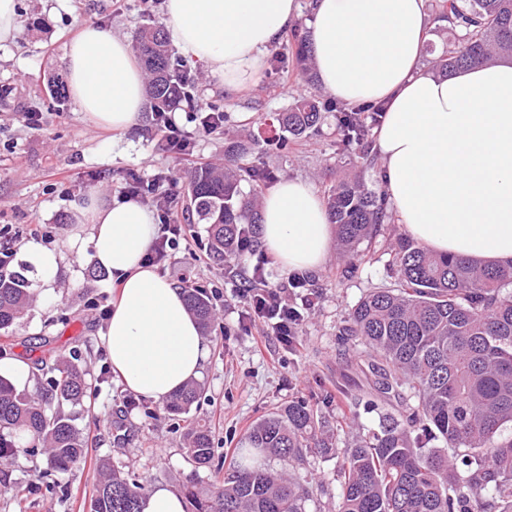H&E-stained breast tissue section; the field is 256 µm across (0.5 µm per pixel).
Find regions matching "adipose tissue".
<instances>
[{
    "instance_id": "1",
    "label": "adipose tissue",
    "mask_w": 512,
    "mask_h": 512,
    "mask_svg": "<svg viewBox=\"0 0 512 512\" xmlns=\"http://www.w3.org/2000/svg\"><path fill=\"white\" fill-rule=\"evenodd\" d=\"M309 33L319 85L347 104L385 108L375 130L390 207L403 230L438 254L512 262V63L475 65L444 78L424 71L425 0H313ZM179 53L202 63L227 93L253 86L300 0H165ZM69 90L94 125L139 123L145 75L131 43L86 24L66 47ZM89 225L68 235L76 259L111 272L116 294L105 342L124 387L162 402L198 378L209 347L181 288L147 254L154 212L90 195ZM332 226L317 189L284 179L263 197L260 238L282 271L325 263Z\"/></svg>"
}]
</instances>
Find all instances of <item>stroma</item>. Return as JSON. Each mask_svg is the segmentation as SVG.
<instances>
[{
    "instance_id": "1",
    "label": "stroma",
    "mask_w": 512,
    "mask_h": 512,
    "mask_svg": "<svg viewBox=\"0 0 512 512\" xmlns=\"http://www.w3.org/2000/svg\"><path fill=\"white\" fill-rule=\"evenodd\" d=\"M17 2L20 31L14 41L0 45V87L6 89L0 96V243L13 247V264L25 267L36 300L13 326L0 330V357L28 365L24 388L32 393L47 379L37 360L52 364L64 357L85 370L90 389L83 403L64 405L63 410L83 432L88 451L80 466L63 477L53 472L38 448L0 464V512H87L103 459L149 486L161 484L179 492L190 484L208 486L214 471L195 467L184 452L187 426L194 420L211 426L214 447L229 465L236 444L256 420L298 398L311 399L328 424L342 423L337 441L341 448L377 430L381 414L402 413L399 402L379 396L375 407L360 406L350 419L336 400L337 391L360 398L366 390L362 369L371 359L343 328L346 314L363 296L397 283L389 267L390 245L404 230L394 220L380 225L376 236L360 245L366 260L355 271H348L333 246L324 265L308 273L305 288L287 289L289 302H299L308 293L314 305L296 329L294 348L272 338L261 351L248 324L238 319L242 304L237 291L249 285L257 261H265L270 285L285 282L286 273L267 262L259 243L234 264L214 261L205 226L190 225L187 245L169 250L157 269L175 284L187 281L212 294L214 323L206 335L210 357L199 379L202 397L189 414L174 417L163 404L136 399L125 390L112 372L104 341L112 276L90 261L75 262L67 254L66 240L76 222L75 206L86 196L117 199L131 175L148 177L166 171L174 161L161 149V134L148 118L124 134L95 127L73 99L54 104L46 82L65 76V47L83 24L130 39L147 23H165L164 6L159 0L151 6L144 0ZM288 78L289 89L281 90L278 76L265 69L252 88L227 94L209 74H201L199 103L223 105L229 119L222 134L195 133L188 166L222 164L226 139L257 133L262 116L286 110L307 92L298 72H289ZM27 112L41 113L39 128L28 126L23 118ZM336 137V115L329 112L288 152L273 153L259 144L246 161L269 168L276 179H300L321 192L331 172L360 173L369 188L380 189L372 165L379 157L377 149L363 159L358 152L338 150ZM33 240L64 255L52 290L42 288L28 261L26 247ZM191 251L197 262L188 261ZM339 463L337 456L310 453L289 466L290 476L310 492L306 512H334Z\"/></svg>"
}]
</instances>
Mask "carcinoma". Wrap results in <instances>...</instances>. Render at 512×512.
Returning a JSON list of instances; mask_svg holds the SVG:
<instances>
[{"instance_id": "carcinoma-1", "label": "carcinoma", "mask_w": 512, "mask_h": 512, "mask_svg": "<svg viewBox=\"0 0 512 512\" xmlns=\"http://www.w3.org/2000/svg\"><path fill=\"white\" fill-rule=\"evenodd\" d=\"M436 18L456 32V45L435 60L442 76L478 63L512 57V0H434ZM292 65L312 78V51L299 33ZM135 49L148 76L153 121L184 102L198 104L190 92L184 63L172 54L164 28L143 26ZM383 107H350L323 102L317 94L297 99L273 121L261 124L284 134L263 139L280 150L315 129L325 112L336 113L337 145L344 151L367 144ZM246 148L232 142L224 165L193 168L186 175L187 210L206 225L209 251L216 260L236 253L240 230L259 223V194L272 179L266 167L245 165ZM250 191L241 188V182ZM325 206L342 254L358 248L388 218L386 197L357 178H338L325 194ZM390 266L397 287L361 298L347 315L344 334L356 336L379 359L369 367L374 387L401 402L414 400L406 415L382 417L379 430L343 450L336 470L340 493L336 512H512V264L490 265L436 254L409 237L391 245ZM201 329L213 324L204 292L184 291ZM33 301L20 269L0 268V329L11 326ZM48 388L31 394L0 378V456L27 447H45L48 463L69 473L84 458L85 439L60 409L87 396L85 373L71 363L50 368ZM202 388L195 382L170 397L172 415L190 412ZM187 454L194 464L219 474L211 430L188 428ZM337 452L314 408L292 401L252 425L238 449L231 474L200 492L186 488L192 512H305L307 493L292 478L261 462L287 463L307 450ZM146 486L101 466L90 512H141Z\"/></svg>"}]
</instances>
